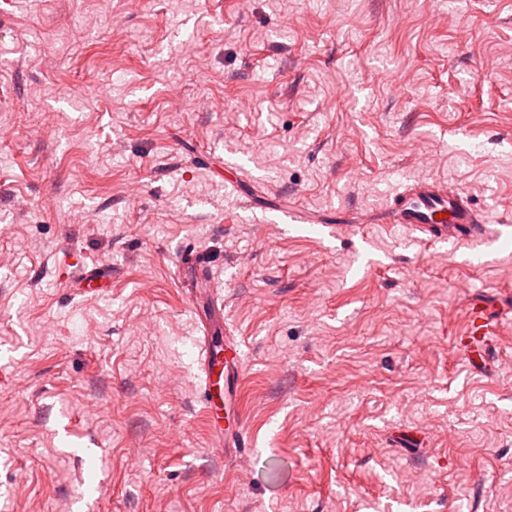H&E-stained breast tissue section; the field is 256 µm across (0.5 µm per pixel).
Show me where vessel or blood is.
Masks as SVG:
<instances>
[{
    "label": "vessel or blood",
    "instance_id": "b4317fda",
    "mask_svg": "<svg viewBox=\"0 0 512 512\" xmlns=\"http://www.w3.org/2000/svg\"><path fill=\"white\" fill-rule=\"evenodd\" d=\"M382 221L408 227L436 243L472 242L486 237V216L475 208L471 196L461 190H448L445 183L431 179L415 180L397 192ZM468 317L465 343L476 352L495 336L497 320L481 300L470 303ZM195 321L200 332L196 343L198 369L204 381L202 403L209 420L216 422L236 393L244 352L237 337L223 333V306L196 316Z\"/></svg>",
    "mask_w": 512,
    "mask_h": 512
}]
</instances>
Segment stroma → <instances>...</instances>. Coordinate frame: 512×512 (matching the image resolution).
I'll return each instance as SVG.
<instances>
[{"mask_svg":"<svg viewBox=\"0 0 512 512\" xmlns=\"http://www.w3.org/2000/svg\"><path fill=\"white\" fill-rule=\"evenodd\" d=\"M0 130V512H512V313L458 345L512 303V0H0ZM421 178L495 239L371 223ZM192 247L246 354L232 461ZM469 328L465 344L477 353L487 345L497 329V318L492 316L488 305L482 300H473L468 308Z\"/></svg>","mask_w":512,"mask_h":512,"instance_id":"stroma-1","label":"stroma"}]
</instances>
